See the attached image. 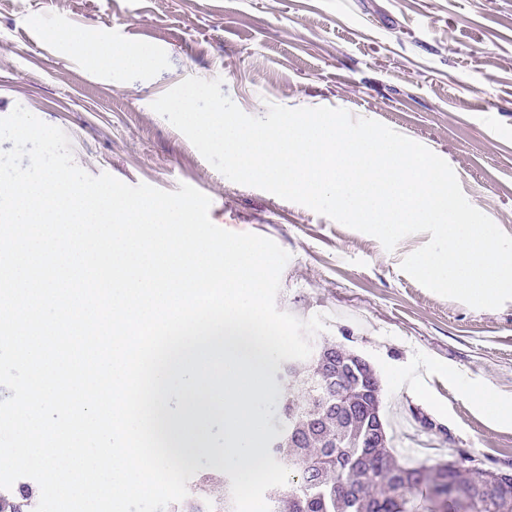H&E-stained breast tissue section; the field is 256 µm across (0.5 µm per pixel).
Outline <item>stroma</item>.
<instances>
[{"instance_id":"stroma-1","label":"stroma","mask_w":512,"mask_h":512,"mask_svg":"<svg viewBox=\"0 0 512 512\" xmlns=\"http://www.w3.org/2000/svg\"><path fill=\"white\" fill-rule=\"evenodd\" d=\"M84 31L150 61L108 68L76 54L69 38ZM188 77L222 79L255 117L274 103L377 120L447 161L468 201L512 235V0H0V117L23 106L66 132L88 174L189 184L211 199L214 224L287 251L278 309L325 315L318 340L369 361L397 453L512 464V423L462 395L486 386L512 400V301L475 309L418 284L400 264L430 233L389 252L225 178L151 108Z\"/></svg>"}]
</instances>
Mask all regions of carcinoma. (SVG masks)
Listing matches in <instances>:
<instances>
[{
    "instance_id": "carcinoma-1",
    "label": "carcinoma",
    "mask_w": 512,
    "mask_h": 512,
    "mask_svg": "<svg viewBox=\"0 0 512 512\" xmlns=\"http://www.w3.org/2000/svg\"><path fill=\"white\" fill-rule=\"evenodd\" d=\"M301 387L283 402L284 430L269 448L290 478L271 489V512H418L415 498L434 499L441 512H512V472L487 479L483 466L457 462L411 465L379 438L381 385L370 363L329 342L300 364L282 363ZM201 478L166 512H234L229 481ZM38 499L23 483L0 493V512H34Z\"/></svg>"
}]
</instances>
